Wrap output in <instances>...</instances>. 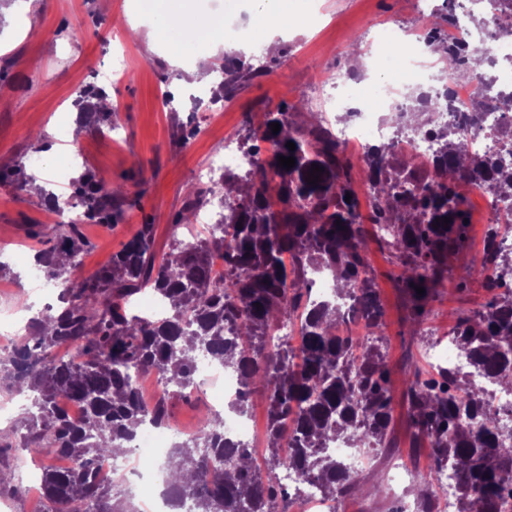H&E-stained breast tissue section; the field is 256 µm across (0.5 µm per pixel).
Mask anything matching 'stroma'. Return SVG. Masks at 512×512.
<instances>
[{
    "mask_svg": "<svg viewBox=\"0 0 512 512\" xmlns=\"http://www.w3.org/2000/svg\"><path fill=\"white\" fill-rule=\"evenodd\" d=\"M291 7L297 23L273 44H266L264 32L254 24L249 0H241L233 17L240 37L225 38L216 47L209 40L186 37L175 56L165 42H153L152 33L173 10L188 21L199 20L202 0H155L147 16L136 14L125 0H14L0 9L5 18L0 27V168L27 167L36 161L40 172L48 175L60 159L80 151L86 164L72 167L70 177L90 168L97 178L122 187L130 203L122 224L82 225L89 243L80 257L85 274L108 265L148 219L154 224L153 250L164 256L173 239L183 234L174 221L186 215L185 202L190 187L198 183L197 171L223 153L226 136L284 101L297 106L293 118L303 121L305 112L319 109L320 76L336 70L349 73V52L354 44L367 43L369 28L389 19L408 28L420 24L412 0H293ZM32 11L40 16L38 30L16 26L18 16ZM121 18L126 26H118ZM229 51L252 64L264 60L267 73L233 97L221 99V111L206 114L204 106L187 99L182 69L198 66L200 81L213 82ZM118 53L126 54L129 71L116 79L111 63ZM85 85L105 89L116 108L111 126L85 122L70 129L66 148L39 150L37 135L59 121H71L76 95ZM468 207L472 222L465 248L451 260L455 270L482 261L488 229L483 203L472 195ZM52 213L43 195L0 186V261L12 269L0 277V299H9L11 305L37 296L34 282L13 278L12 273L20 268L17 255L47 248ZM369 261L385 307L386 327L375 345L392 369V445L368 452L356 490L337 499L336 512H397L404 501L416 510L427 502L434 512H443L440 493L427 491L421 480L430 452L412 444L404 380L414 370H430L434 332L448 331L459 318L482 309L489 294L477 282L457 292L455 278H448L415 324L408 301L392 281L401 271L396 258L373 241ZM25 431L20 404H10L8 420L0 423V433L10 441L9 448L0 450V472L14 482L29 466L50 462L48 456L20 448ZM399 463L419 473V480L393 486L390 474Z\"/></svg>",
    "mask_w": 512,
    "mask_h": 512,
    "instance_id": "35a3bbf8",
    "label": "stroma"
}]
</instances>
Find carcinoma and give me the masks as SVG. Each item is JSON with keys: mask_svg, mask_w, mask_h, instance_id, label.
<instances>
[{"mask_svg": "<svg viewBox=\"0 0 512 512\" xmlns=\"http://www.w3.org/2000/svg\"><path fill=\"white\" fill-rule=\"evenodd\" d=\"M451 14L427 22L428 46L447 52V78L467 77L479 84L484 70L471 60L478 49L441 34ZM265 75L235 54L224 56L219 92L230 97L245 82ZM423 122L405 128L427 133L437 144L429 171L400 159L394 146H372L361 160L359 180L352 163L324 119L306 127L291 119L292 106L281 103L256 127L237 135L252 158L246 175L222 172L208 187L188 197L193 211L209 197L225 201L224 235L197 234L174 240L162 259L153 251L154 225L140 232L112 256V263L71 287L70 276L88 246L80 226H116L124 219L127 199L105 186L90 171L74 181L76 214L48 233L51 246L36 254L49 280L61 289L59 306L35 318L27 334L0 357V375L13 392L35 396L37 412H27L29 431L22 447L37 454L71 458L69 468L48 466L41 477L47 512H138L122 491L99 485L94 458L108 445L129 444L145 422L168 421L170 397L149 410L135 383L136 370H157L172 388L171 397H186L197 356L237 375L240 398L235 411L248 413L253 391L267 403V471L254 462L248 446L224 436L223 418L209 412L196 435L175 442L161 462L168 488L180 512H288V493L278 471L291 469L316 484L331 501L351 489L356 475L330 451L342 439L352 448L384 447L392 418L390 367L378 349L346 329L347 316L336 302L312 295L308 271L323 268L336 280L337 297L349 313L382 335L385 311L367 257V238L358 210L356 182L373 190L372 224L385 227L387 246L401 266L396 285L412 303L418 320L448 274V260L468 238L466 198L458 180L470 176L471 187L512 198V166L470 150L466 120L448 128L439 121L440 106L418 97ZM470 110L512 113V92L495 98L476 95ZM280 130L272 132L270 124ZM295 143L291 151L286 144ZM294 157V167L279 166L278 157ZM323 168L319 182H307L312 165ZM29 188L31 178L17 170L1 172L0 183ZM350 201H345L346 195ZM447 217L445 224L441 219ZM503 223L489 225L480 266H465L456 278L464 291L478 282L492 294L483 310L459 319L453 342L484 384L445 366L406 383L415 436L428 439L435 466L424 482L440 485L441 469L461 473L457 512H512V447H505V414L486 387L512 389V252L497 238L512 231V208ZM224 275L212 279L215 258ZM425 289L418 294L416 288ZM152 290L170 307L160 323L128 315L124 304ZM298 324V350L269 349L265 338L283 322ZM84 405L86 421L72 425L58 399ZM291 453L286 455L283 448Z\"/></svg>", "mask_w": 512, "mask_h": 512, "instance_id": "cac0c4a2", "label": "carcinoma"}]
</instances>
